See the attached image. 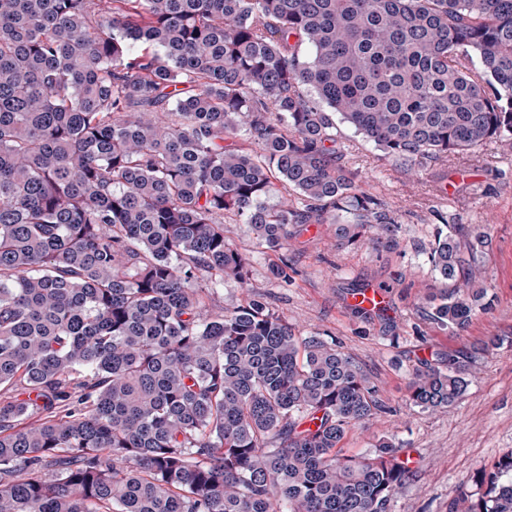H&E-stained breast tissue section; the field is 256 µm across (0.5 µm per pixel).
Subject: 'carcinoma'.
Wrapping results in <instances>:
<instances>
[{"instance_id":"1","label":"carcinoma","mask_w":512,"mask_h":512,"mask_svg":"<svg viewBox=\"0 0 512 512\" xmlns=\"http://www.w3.org/2000/svg\"><path fill=\"white\" fill-rule=\"evenodd\" d=\"M338 119L418 167L511 155L512 0H0V389L28 394L0 401V512H391L401 449L342 453L384 409L353 356L206 303L250 285L226 214L271 251L392 233ZM486 247L438 229V325L493 308ZM480 358L418 360L411 401L454 405ZM474 484L449 512H512V454ZM246 298L243 288L234 282L226 281L224 285L217 286L207 300L211 313L220 314L224 307L237 305Z\"/></svg>"}]
</instances>
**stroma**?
<instances>
[{"label":"stroma","instance_id":"obj_1","mask_svg":"<svg viewBox=\"0 0 512 512\" xmlns=\"http://www.w3.org/2000/svg\"><path fill=\"white\" fill-rule=\"evenodd\" d=\"M338 130L343 163L357 184L396 212L393 237L350 244L337 238L335 225L311 224L287 249L272 252L258 247L238 218L225 217L232 240L250 258L251 288L225 282L208 307L219 314L251 294L303 335L334 340L351 353L386 409L367 427L352 428L345 450L364 454L377 438H390L413 470L392 512H448L459 485L512 453V155L487 149L461 165L410 167L384 159L347 124ZM443 218L482 226L489 239L485 278L494 307L461 330L439 328L425 300L442 286L427 251ZM369 282L389 286L390 320L362 318L347 306L349 289ZM480 347L481 373L458 403L438 412L411 403L408 382L419 358Z\"/></svg>","mask_w":512,"mask_h":512}]
</instances>
